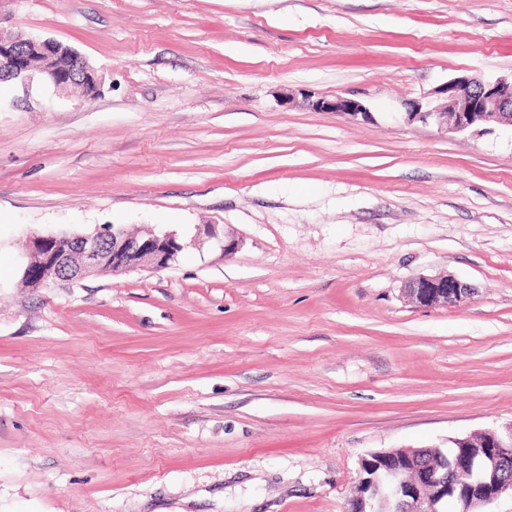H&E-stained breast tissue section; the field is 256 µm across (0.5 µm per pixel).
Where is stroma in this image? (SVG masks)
I'll list each match as a JSON object with an SVG mask.
<instances>
[{"label": "stroma", "instance_id": "1", "mask_svg": "<svg viewBox=\"0 0 512 512\" xmlns=\"http://www.w3.org/2000/svg\"><path fill=\"white\" fill-rule=\"evenodd\" d=\"M0 10L100 79L0 85V512H346L369 453L512 423V126L406 120L512 75V0ZM104 224L239 247L26 288L28 233ZM312 107L320 111L337 112L352 117H371L370 111L360 101L343 96H321L312 101ZM404 294L408 301L422 307H459L471 299L474 288L454 274L420 276L409 281Z\"/></svg>", "mask_w": 512, "mask_h": 512}]
</instances>
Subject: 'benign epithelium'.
I'll use <instances>...</instances> for the list:
<instances>
[{
	"instance_id": "1",
	"label": "benign epithelium",
	"mask_w": 512,
	"mask_h": 512,
	"mask_svg": "<svg viewBox=\"0 0 512 512\" xmlns=\"http://www.w3.org/2000/svg\"><path fill=\"white\" fill-rule=\"evenodd\" d=\"M64 46L52 39L5 33L0 29V74H9L24 94L48 87L63 88L93 74L86 58L70 53L62 70L56 61ZM446 104H416L407 120L435 125L446 132H464L477 124L512 125V77L483 80L461 76L443 88ZM320 111L364 119L371 112L360 101L343 96H321L312 101ZM215 241L221 254L238 249L235 238L219 235L206 224L188 241L174 232L150 229L140 236L121 227L73 236H27L22 251V278L34 290L62 283L75 284L108 271L113 275L134 270H161L178 261L181 252L200 238ZM408 301L422 307H459L471 299L474 288L455 275L420 276L404 288ZM456 453L444 460L443 472L429 462L427 448H394L370 453L361 462V475L346 512H376L380 498L390 512H442L446 489L453 490L457 512H495L494 504L512 495V423L502 432L483 431L450 439Z\"/></svg>"
}]
</instances>
